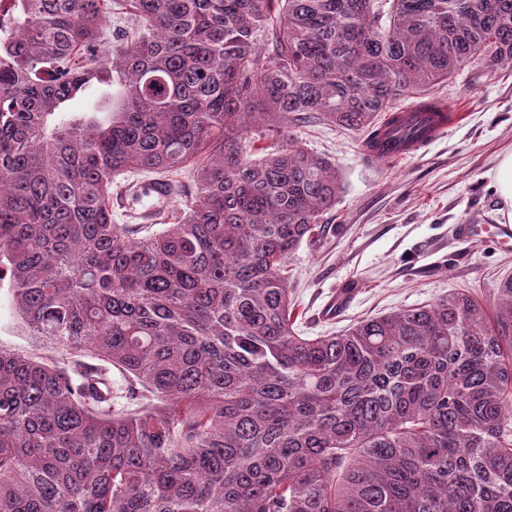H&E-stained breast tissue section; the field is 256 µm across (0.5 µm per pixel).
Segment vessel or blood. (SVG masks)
I'll return each mask as SVG.
<instances>
[{"instance_id":"obj_1","label":"vessel or blood","mask_w":512,"mask_h":512,"mask_svg":"<svg viewBox=\"0 0 512 512\" xmlns=\"http://www.w3.org/2000/svg\"><path fill=\"white\" fill-rule=\"evenodd\" d=\"M399 114L403 118L401 127L390 131L384 148L373 154L378 164H393L416 156L420 150L437 140L452 120L446 110L430 119L409 106L400 109ZM461 234L467 240L488 239L502 248L512 247V226L508 224H465L461 227Z\"/></svg>"}]
</instances>
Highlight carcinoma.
Returning a JSON list of instances; mask_svg holds the SVG:
<instances>
[{
  "label": "carcinoma",
  "instance_id": "cac0c4a2",
  "mask_svg": "<svg viewBox=\"0 0 512 512\" xmlns=\"http://www.w3.org/2000/svg\"><path fill=\"white\" fill-rule=\"evenodd\" d=\"M123 2L106 41L107 0H0V266L58 355L0 348V512H512V275L332 336L286 277L342 190L291 126L377 147L398 97L512 63V0ZM203 155L162 229L112 223L116 174Z\"/></svg>",
  "mask_w": 512,
  "mask_h": 512
}]
</instances>
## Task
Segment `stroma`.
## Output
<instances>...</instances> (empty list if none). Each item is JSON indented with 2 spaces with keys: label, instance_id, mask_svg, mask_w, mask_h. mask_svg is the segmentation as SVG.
<instances>
[{
  "label": "stroma",
  "instance_id": "1",
  "mask_svg": "<svg viewBox=\"0 0 512 512\" xmlns=\"http://www.w3.org/2000/svg\"><path fill=\"white\" fill-rule=\"evenodd\" d=\"M432 94L459 112L460 124L389 167L368 162L354 133L318 120L293 127L300 145L333 162L342 181L324 235L302 242L288 261L302 335L334 334L353 321L430 303L458 288L486 301L499 277L512 273V249L460 237L463 224L497 219L492 175L499 158L512 153V64L464 68ZM156 180L145 173L117 176L113 223H150L154 213L182 206L194 186L191 175H182L178 189L160 198L148 192ZM346 287L353 296L326 317V306ZM0 348L37 351L18 326L5 277Z\"/></svg>",
  "mask_w": 512,
  "mask_h": 512
}]
</instances>
